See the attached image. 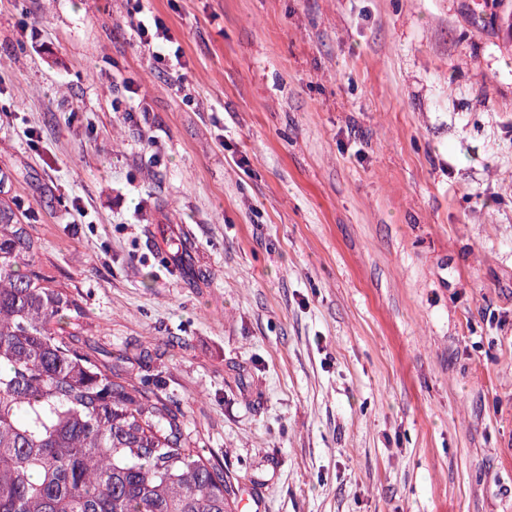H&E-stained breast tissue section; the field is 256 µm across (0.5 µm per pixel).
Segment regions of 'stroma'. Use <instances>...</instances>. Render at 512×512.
Masks as SVG:
<instances>
[{"label": "stroma", "mask_w": 512, "mask_h": 512, "mask_svg": "<svg viewBox=\"0 0 512 512\" xmlns=\"http://www.w3.org/2000/svg\"><path fill=\"white\" fill-rule=\"evenodd\" d=\"M491 3L142 0L179 92L130 0H0V201L260 512H512ZM139 18L130 26L138 43L149 54L153 64L165 68L170 81L182 85L186 81V63L182 61L183 53L174 42L169 29L159 18L144 14L142 6L137 8Z\"/></svg>", "instance_id": "obj_1"}]
</instances>
